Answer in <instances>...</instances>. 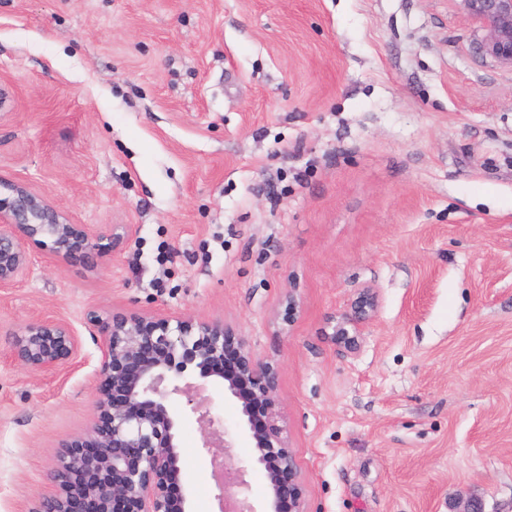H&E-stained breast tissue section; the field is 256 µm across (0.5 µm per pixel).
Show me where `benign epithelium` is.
<instances>
[{
    "label": "benign epithelium",
    "instance_id": "obj_1",
    "mask_svg": "<svg viewBox=\"0 0 512 512\" xmlns=\"http://www.w3.org/2000/svg\"><path fill=\"white\" fill-rule=\"evenodd\" d=\"M461 12L484 30L481 51L512 67V0H456ZM132 233L126 226L107 235L66 215L27 187L14 185L0 198V288L27 270L30 249L68 259L96 253L108 240L118 248ZM380 304L365 284L333 319L336 343L347 352L374 320ZM100 336L96 415L90 425L56 452L51 480L57 487L33 512H191L181 480L178 432L181 418L167 406L173 394L190 393V372L221 386L239 405L237 433L246 436L251 465L265 483L263 512H304L296 460L289 450L278 398L280 372L256 356L235 326L186 315L89 314ZM78 349L66 324L33 319L15 332L11 357L23 367L46 372L69 362ZM210 456L219 512H256L248 497L245 469L231 453L235 439L224 421L188 398Z\"/></svg>",
    "mask_w": 512,
    "mask_h": 512
}]
</instances>
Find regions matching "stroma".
<instances>
[{"mask_svg": "<svg viewBox=\"0 0 512 512\" xmlns=\"http://www.w3.org/2000/svg\"><path fill=\"white\" fill-rule=\"evenodd\" d=\"M483 37L455 0H0V197L133 228L0 288V512L94 418L92 310L234 324L280 371L306 512H512V68ZM363 284L349 353L329 318ZM37 318L78 339L58 370L11 357ZM380 304L379 294L372 285H361L352 298L338 311L330 323L336 343L347 352L354 353L359 346L358 338L374 320Z\"/></svg>", "mask_w": 512, "mask_h": 512, "instance_id": "stroma-1", "label": "stroma"}]
</instances>
